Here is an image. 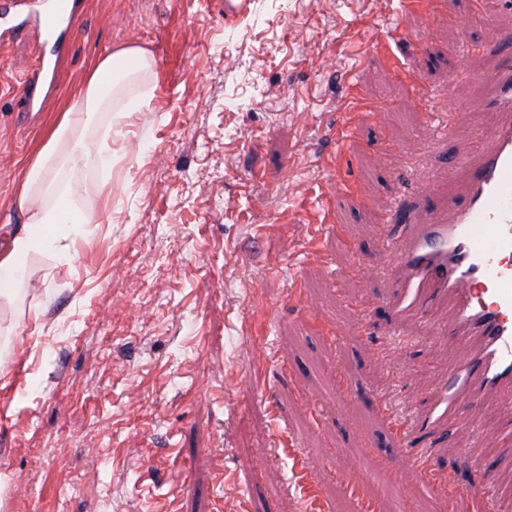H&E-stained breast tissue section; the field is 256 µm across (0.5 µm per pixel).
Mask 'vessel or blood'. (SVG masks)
<instances>
[{"label":"vessel or blood","mask_w":512,"mask_h":512,"mask_svg":"<svg viewBox=\"0 0 512 512\" xmlns=\"http://www.w3.org/2000/svg\"><path fill=\"white\" fill-rule=\"evenodd\" d=\"M21 14L13 35L35 26L52 57H38L20 84L29 109L41 110L48 93H63L56 78L57 57L70 44L82 12V0H43L28 14L23 0H0V15ZM498 68L484 107L501 113L492 132H476L473 146L463 153L446 154V179L466 173L464 197L448 202L433 191L413 201H399L378 226L392 253L389 292L369 299L359 313L369 323L374 312L387 308L391 315L389 340L404 345L399 329L417 321L428 336H455L462 352L447 377L433 388L409 426L399 436L398 451L387 458L372 454L342 472L349 494L361 512H377L369 495L371 475L381 467L428 471L437 458V443L459 425L466 404L494 391L509 415L489 434L499 449L497 463L512 468V32L498 43ZM449 307L452 321L432 316L433 306ZM486 484L500 512H512V485L489 473Z\"/></svg>","instance_id":"b4317fda"}]
</instances>
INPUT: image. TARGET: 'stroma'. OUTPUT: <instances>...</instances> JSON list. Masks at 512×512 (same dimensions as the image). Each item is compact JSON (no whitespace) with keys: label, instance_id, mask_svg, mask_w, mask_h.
Listing matches in <instances>:
<instances>
[{"label":"stroma","instance_id":"35a3bbf8","mask_svg":"<svg viewBox=\"0 0 512 512\" xmlns=\"http://www.w3.org/2000/svg\"><path fill=\"white\" fill-rule=\"evenodd\" d=\"M87 0L62 68L69 97L94 59L149 51L150 108L122 122L112 163L66 172L70 202L96 214L60 253L32 256L0 299V512H359L338 471L398 435L402 414L461 356L452 337L384 345L388 291L376 231L404 173L438 175L428 109L446 113L448 152L493 128L486 80L512 10L482 0L492 25L462 31L471 0L432 15L398 0ZM422 42L389 44L395 28ZM36 35L0 47V245L23 219V167L61 104L36 117L16 88ZM375 106L336 144L348 82ZM330 205L327 260L304 259L312 210ZM350 380L336 395V374ZM494 395L466 406L432 473L403 469L382 512H493ZM320 463L303 496L298 462Z\"/></svg>","mask_w":512,"mask_h":512}]
</instances>
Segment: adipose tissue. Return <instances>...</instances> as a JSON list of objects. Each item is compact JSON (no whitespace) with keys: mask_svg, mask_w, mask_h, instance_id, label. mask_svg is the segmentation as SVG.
I'll return each instance as SVG.
<instances>
[{"mask_svg":"<svg viewBox=\"0 0 512 512\" xmlns=\"http://www.w3.org/2000/svg\"><path fill=\"white\" fill-rule=\"evenodd\" d=\"M155 75L151 54L139 47H121L93 60L82 77L79 95L63 105L57 123L43 148L25 166L16 197L24 224L9 247L0 250V298L13 295L14 278L29 256L57 251L60 232L67 224H88L91 214L69 209L64 199L67 184L62 170L106 161L110 131L87 136L89 118L96 112H114L124 118L142 111L149 93L131 97L129 85Z\"/></svg>","mask_w":512,"mask_h":512,"instance_id":"1","label":"adipose tissue"}]
</instances>
